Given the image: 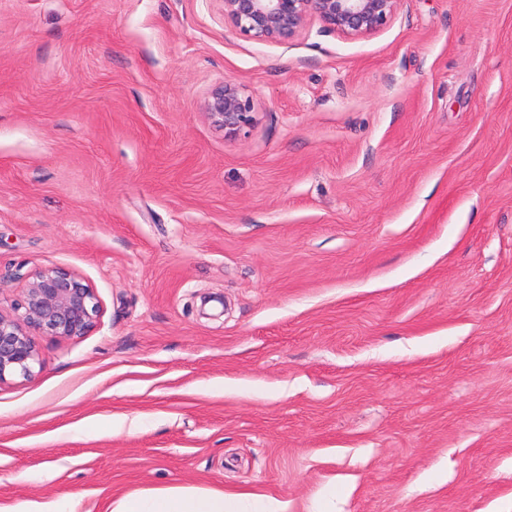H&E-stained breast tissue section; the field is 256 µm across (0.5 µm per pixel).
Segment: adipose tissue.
Returning a JSON list of instances; mask_svg holds the SVG:
<instances>
[{"label": "adipose tissue", "mask_w": 512, "mask_h": 512, "mask_svg": "<svg viewBox=\"0 0 512 512\" xmlns=\"http://www.w3.org/2000/svg\"><path fill=\"white\" fill-rule=\"evenodd\" d=\"M108 512H288L287 503L215 488L161 487L134 491Z\"/></svg>", "instance_id": "1"}]
</instances>
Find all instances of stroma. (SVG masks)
<instances>
[{"mask_svg":"<svg viewBox=\"0 0 512 512\" xmlns=\"http://www.w3.org/2000/svg\"><path fill=\"white\" fill-rule=\"evenodd\" d=\"M53 266L102 314L0 384V504L512 512V0L286 44L218 0H0V310ZM206 114L226 138L246 135L257 122L253 97L241 84L226 79L215 87L206 101ZM106 512H288L287 503L223 489L161 487L134 491L106 506Z\"/></svg>","mask_w":512,"mask_h":512,"instance_id":"stroma-1","label":"stroma"}]
</instances>
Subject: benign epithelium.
<instances>
[{
	"mask_svg": "<svg viewBox=\"0 0 512 512\" xmlns=\"http://www.w3.org/2000/svg\"><path fill=\"white\" fill-rule=\"evenodd\" d=\"M224 19L238 33L261 42L294 40L310 17L328 32L360 37L394 19L401 0H219ZM206 114L226 138L245 135L257 122L253 97L226 79L206 101ZM101 315L94 288L61 267L27 277L13 311L0 310V384L9 376L28 377L38 362L37 336L66 339L89 332Z\"/></svg>",
	"mask_w": 512,
	"mask_h": 512,
	"instance_id": "benign-epithelium-1",
	"label": "benign epithelium"
}]
</instances>
